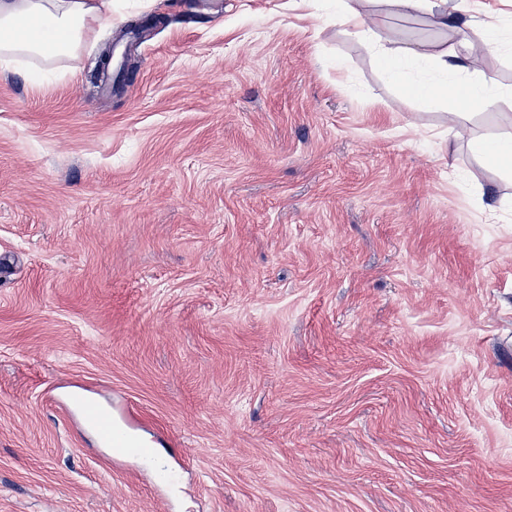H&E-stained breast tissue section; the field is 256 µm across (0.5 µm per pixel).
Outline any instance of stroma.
<instances>
[{"instance_id": "35a3bbf8", "label": "stroma", "mask_w": 512, "mask_h": 512, "mask_svg": "<svg viewBox=\"0 0 512 512\" xmlns=\"http://www.w3.org/2000/svg\"><path fill=\"white\" fill-rule=\"evenodd\" d=\"M327 2L114 0L0 67V512H512V179L373 52L482 33ZM362 0H337L336 21L348 30L362 29L367 24L365 14L361 11Z\"/></svg>"}]
</instances>
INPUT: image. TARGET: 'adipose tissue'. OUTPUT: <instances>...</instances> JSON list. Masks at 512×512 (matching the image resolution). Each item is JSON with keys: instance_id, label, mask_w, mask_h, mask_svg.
<instances>
[{"instance_id": "1", "label": "adipose tissue", "mask_w": 512, "mask_h": 512, "mask_svg": "<svg viewBox=\"0 0 512 512\" xmlns=\"http://www.w3.org/2000/svg\"><path fill=\"white\" fill-rule=\"evenodd\" d=\"M112 19V0H0V65H31L34 78L52 72L55 62L77 56L95 38L99 27ZM375 55L392 78H400L403 63L410 58L430 59L446 74L474 70L472 46L463 52L409 49L393 40L375 47ZM494 78L485 76L463 87L464 108L449 113L448 133L457 136L469 128L474 117L469 107L487 103Z\"/></svg>"}]
</instances>
